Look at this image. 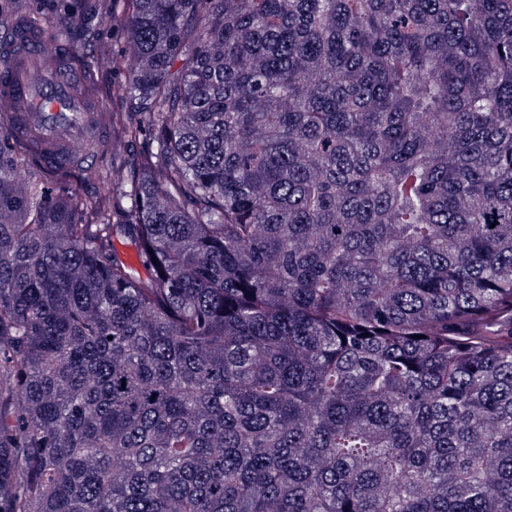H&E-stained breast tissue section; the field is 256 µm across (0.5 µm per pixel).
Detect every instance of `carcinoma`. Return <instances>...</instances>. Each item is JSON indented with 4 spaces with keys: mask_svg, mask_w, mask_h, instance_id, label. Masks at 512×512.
Returning a JSON list of instances; mask_svg holds the SVG:
<instances>
[{
    "mask_svg": "<svg viewBox=\"0 0 512 512\" xmlns=\"http://www.w3.org/2000/svg\"><path fill=\"white\" fill-rule=\"evenodd\" d=\"M97 6L100 191L0 112V512H512V0Z\"/></svg>",
    "mask_w": 512,
    "mask_h": 512,
    "instance_id": "carcinoma-1",
    "label": "carcinoma"
}]
</instances>
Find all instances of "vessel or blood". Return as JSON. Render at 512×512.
Returning a JSON list of instances; mask_svg holds the SVG:
<instances>
[{
  "label": "vessel or blood",
  "mask_w": 512,
  "mask_h": 512,
  "mask_svg": "<svg viewBox=\"0 0 512 512\" xmlns=\"http://www.w3.org/2000/svg\"><path fill=\"white\" fill-rule=\"evenodd\" d=\"M35 42V27L23 19L0 49V112L15 114L19 135L43 163L74 167L79 145L103 139L106 124L69 54L36 52Z\"/></svg>",
  "instance_id": "b4317fda"
}]
</instances>
